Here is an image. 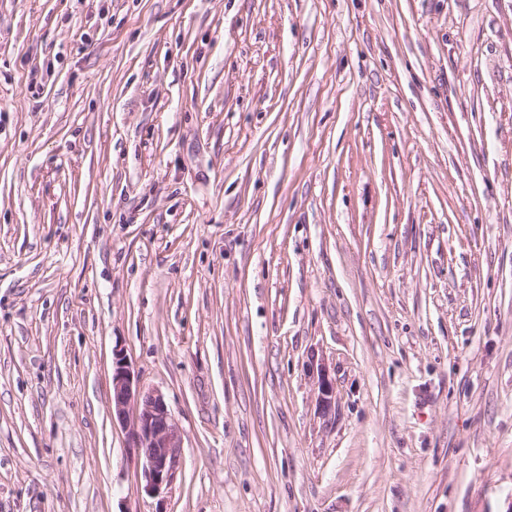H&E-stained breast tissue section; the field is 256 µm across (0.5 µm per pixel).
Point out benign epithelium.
<instances>
[{"instance_id":"benign-epithelium-1","label":"benign epithelium","mask_w":512,"mask_h":512,"mask_svg":"<svg viewBox=\"0 0 512 512\" xmlns=\"http://www.w3.org/2000/svg\"><path fill=\"white\" fill-rule=\"evenodd\" d=\"M112 417L128 431L131 447L144 458L146 491L169 485L179 463L181 435L163 394L145 389L122 350L113 352Z\"/></svg>"}]
</instances>
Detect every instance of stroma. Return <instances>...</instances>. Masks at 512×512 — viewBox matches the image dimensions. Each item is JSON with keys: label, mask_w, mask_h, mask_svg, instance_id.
Wrapping results in <instances>:
<instances>
[{"label": "stroma", "mask_w": 512, "mask_h": 512, "mask_svg": "<svg viewBox=\"0 0 512 512\" xmlns=\"http://www.w3.org/2000/svg\"><path fill=\"white\" fill-rule=\"evenodd\" d=\"M0 512H512V0H0ZM112 418L128 431L130 448L144 458L146 491L169 485L179 463L181 435L161 392L145 389L121 349L113 352Z\"/></svg>", "instance_id": "35a3bbf8"}]
</instances>
